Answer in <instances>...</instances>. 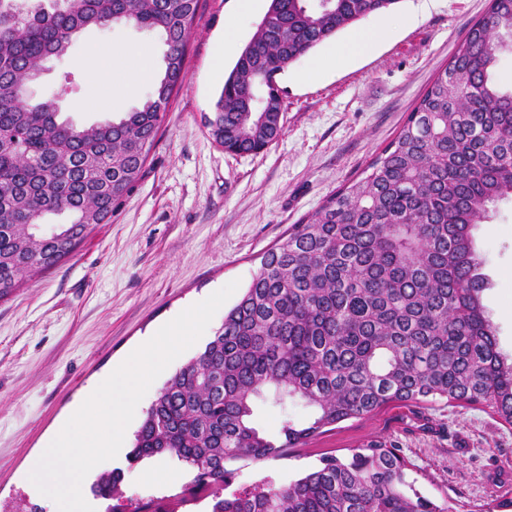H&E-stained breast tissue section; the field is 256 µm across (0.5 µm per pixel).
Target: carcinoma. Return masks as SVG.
<instances>
[{"label":"carcinoma","instance_id":"obj_1","mask_svg":"<svg viewBox=\"0 0 512 512\" xmlns=\"http://www.w3.org/2000/svg\"><path fill=\"white\" fill-rule=\"evenodd\" d=\"M398 0H270L238 54L208 127L231 154L259 153L282 134L269 83L299 57ZM197 0H75L25 24H0V298L69 257L137 181L164 108L185 80ZM132 24L170 50L150 94L90 126L33 99L21 71L66 56L81 31ZM512 38V0H490L370 173L328 197L261 258L213 338L159 390L127 455L171 458L193 473L210 512H453L416 491L399 449L381 441L278 486L264 478L222 494L227 463L288 456L336 424L391 403L490 409L512 425V360L482 302L471 229L512 197V89L496 50ZM301 400L306 424L279 438L252 426L256 400ZM123 469L93 492L121 494Z\"/></svg>","mask_w":512,"mask_h":512}]
</instances>
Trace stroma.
<instances>
[{
    "instance_id": "stroma-1",
    "label": "stroma",
    "mask_w": 512,
    "mask_h": 512,
    "mask_svg": "<svg viewBox=\"0 0 512 512\" xmlns=\"http://www.w3.org/2000/svg\"><path fill=\"white\" fill-rule=\"evenodd\" d=\"M398 0L386 12L353 23L290 64L277 78L283 131L257 154H229L206 123L235 55L218 59L226 20L238 46L253 36L262 12L240 17L237 0H198L184 58L186 79L170 99L157 143L130 194L76 251L55 268L25 280L0 299V501L24 499L38 512L56 504L25 479L31 458L46 447L76 406L144 339L186 308L230 282L247 288L263 254L291 225L311 216L397 136L408 115L465 38L489 0ZM386 25L365 56L336 67L323 59L355 32ZM150 49L161 63L158 34L133 25L85 30L63 58L48 63L31 88L55 93L64 117L81 126L130 111L134 97L103 85L101 68L122 72L120 48ZM107 97V112L85 102ZM490 281L483 294L499 351L512 357V202L492 205L472 231ZM312 410L257 400L253 424L265 436L284 419L305 423ZM399 448L420 495L451 500L457 512H483L507 501L512 512V426L475 406L393 404L337 424L288 457L232 464L224 486L233 494L272 478L285 485L316 468L324 454L349 456L374 441ZM125 471L123 496L132 503L178 494L191 475L157 458L129 467L112 460L98 472Z\"/></svg>"
}]
</instances>
